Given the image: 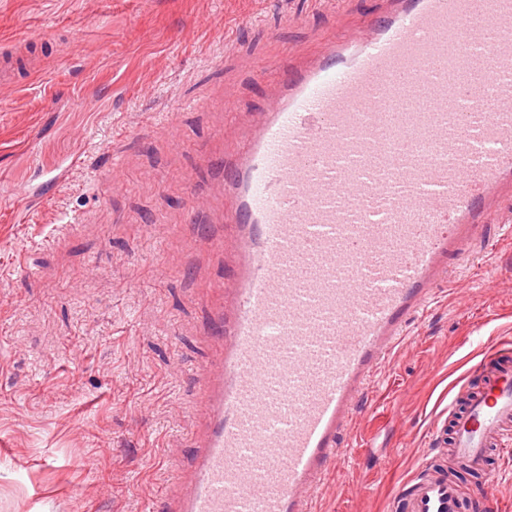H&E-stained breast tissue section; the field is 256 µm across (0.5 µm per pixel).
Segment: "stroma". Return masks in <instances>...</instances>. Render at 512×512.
Instances as JSON below:
<instances>
[{
  "label": "stroma",
  "mask_w": 512,
  "mask_h": 512,
  "mask_svg": "<svg viewBox=\"0 0 512 512\" xmlns=\"http://www.w3.org/2000/svg\"><path fill=\"white\" fill-rule=\"evenodd\" d=\"M379 0H0V512H155L202 430V327L233 258L189 223L226 204L211 167L275 91L256 67L314 61ZM86 163L42 186L73 155ZM37 198L16 219L17 190ZM67 227H59V220ZM454 267L375 379L316 512H388L430 454L429 431L471 385L474 331L512 343V198ZM465 476L461 512H512V462Z\"/></svg>",
  "instance_id": "1"
}]
</instances>
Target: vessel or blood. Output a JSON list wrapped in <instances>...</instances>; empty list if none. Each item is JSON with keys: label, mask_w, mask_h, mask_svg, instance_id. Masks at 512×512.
<instances>
[{"label": "vessel or blood", "mask_w": 512, "mask_h": 512, "mask_svg": "<svg viewBox=\"0 0 512 512\" xmlns=\"http://www.w3.org/2000/svg\"><path fill=\"white\" fill-rule=\"evenodd\" d=\"M217 160L233 239L197 370L206 421L164 512H313L381 366L512 195V0H392L275 74ZM435 446L473 470L512 454V355L470 369ZM447 460L394 512H460Z\"/></svg>", "instance_id": "vessel-or-blood-1"}]
</instances>
